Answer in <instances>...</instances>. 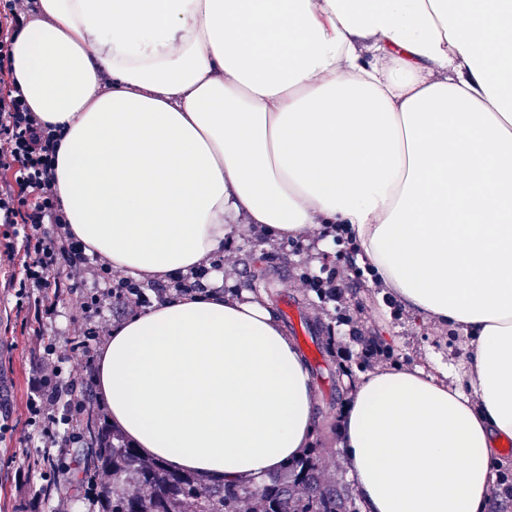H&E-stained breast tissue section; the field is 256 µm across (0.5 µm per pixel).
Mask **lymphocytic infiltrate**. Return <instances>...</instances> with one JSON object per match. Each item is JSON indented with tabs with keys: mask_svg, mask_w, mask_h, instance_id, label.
I'll return each mask as SVG.
<instances>
[{
	"mask_svg": "<svg viewBox=\"0 0 512 512\" xmlns=\"http://www.w3.org/2000/svg\"><path fill=\"white\" fill-rule=\"evenodd\" d=\"M37 0H0V79L10 75L6 52L23 16L35 9ZM57 138L53 125L41 121L27 106L18 87L0 89V256L19 259L20 271L10 285L19 309L32 312L36 322L50 318L56 305L47 292L60 267H68L72 288L86 278L104 279L108 287L83 296L80 308L85 319L98 317L106 303L146 307L151 303L150 281H138L96 265L82 245L67 233L63 204L55 188L54 160ZM96 329H84L70 342L68 352L47 342L29 380L30 424L42 442L65 438L80 443L82 434L72 432L73 412L83 410L65 365L71 355L90 357L97 345Z\"/></svg>",
	"mask_w": 512,
	"mask_h": 512,
	"instance_id": "f902f5d3",
	"label": "lymphocytic infiltrate"
}]
</instances>
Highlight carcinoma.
I'll return each instance as SVG.
<instances>
[{
    "mask_svg": "<svg viewBox=\"0 0 512 512\" xmlns=\"http://www.w3.org/2000/svg\"><path fill=\"white\" fill-rule=\"evenodd\" d=\"M83 475L100 467L112 474V483H128L150 488V495L117 492L106 487L103 496L109 506L105 512H242L241 504L253 500L251 512H358L355 501L343 486L321 488L317 484V459L311 448L303 456L282 465L284 477H269L261 486L251 487L230 482L216 483L208 490L199 489L195 477L173 473L160 460L148 461L137 450L114 437L99 423L94 405L86 410ZM301 486L306 493L298 496L291 487Z\"/></svg>",
    "mask_w": 512,
    "mask_h": 512,
    "instance_id": "cac0c4a2",
    "label": "carcinoma"
}]
</instances>
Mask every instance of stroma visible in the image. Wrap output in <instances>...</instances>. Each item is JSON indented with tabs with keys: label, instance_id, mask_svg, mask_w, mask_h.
<instances>
[{
	"label": "stroma",
	"instance_id": "obj_1",
	"mask_svg": "<svg viewBox=\"0 0 512 512\" xmlns=\"http://www.w3.org/2000/svg\"><path fill=\"white\" fill-rule=\"evenodd\" d=\"M220 257L225 293L248 292L277 313L282 310L280 298H288L305 325L335 330L336 342L331 345L315 343L311 337L297 334L293 326L285 328L305 355L318 389L313 445L318 450L320 485L350 481L336 440V417L352 379L364 374L356 367L351 375H343L336 345L356 354L361 350L360 338H370L393 350L399 365L418 366L435 374L462 357L467 348L468 339L461 329L434 325L400 303H388L386 290L374 288L370 276L355 277L341 258L335 261L344 284L343 308L338 313L347 322L334 325L338 313L324 307L310 292L300 270L289 262L286 242L260 235L256 225L236 224L224 240ZM18 271V263L0 261V512H23L24 503L32 500L42 482L39 469L32 466L33 460L42 456V444L28 438L32 431L27 412L29 379L37 361L34 326L18 311L15 292L9 286ZM76 300V295L62 293L56 315L44 326L46 338L62 348L85 327ZM82 454L75 444L53 449V460L62 464L64 471L52 495L41 499L37 512H102L100 504L73 483Z\"/></svg>",
	"mask_w": 512,
	"mask_h": 512
}]
</instances>
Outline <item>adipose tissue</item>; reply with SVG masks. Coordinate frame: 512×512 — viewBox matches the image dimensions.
I'll list each match as a JSON object with an SVG mask.
<instances>
[{
	"label": "adipose tissue",
	"instance_id": "adipose-tissue-1",
	"mask_svg": "<svg viewBox=\"0 0 512 512\" xmlns=\"http://www.w3.org/2000/svg\"><path fill=\"white\" fill-rule=\"evenodd\" d=\"M13 78L59 126L87 252L133 277L205 263L239 219L347 225L461 367L368 373L338 426L362 512H490L512 441V0H39ZM96 385L148 457L261 485L310 448L317 389L250 294L115 324Z\"/></svg>",
	"mask_w": 512,
	"mask_h": 512
}]
</instances>
